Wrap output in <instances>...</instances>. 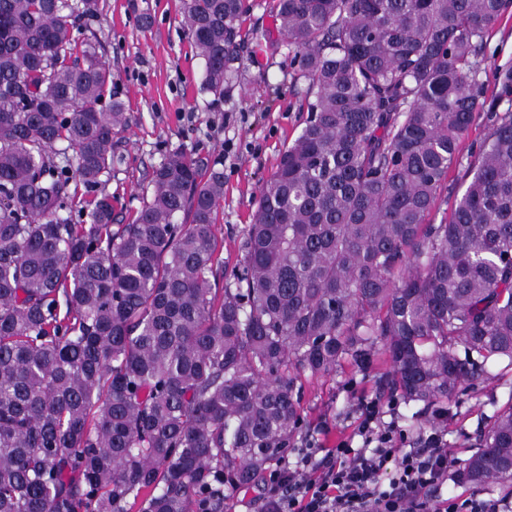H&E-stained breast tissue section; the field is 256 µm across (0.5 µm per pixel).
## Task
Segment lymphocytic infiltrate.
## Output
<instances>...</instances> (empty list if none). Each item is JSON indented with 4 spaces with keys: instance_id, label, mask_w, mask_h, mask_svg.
<instances>
[{
    "instance_id": "obj_1",
    "label": "lymphocytic infiltrate",
    "mask_w": 512,
    "mask_h": 512,
    "mask_svg": "<svg viewBox=\"0 0 512 512\" xmlns=\"http://www.w3.org/2000/svg\"><path fill=\"white\" fill-rule=\"evenodd\" d=\"M384 408L376 398L357 407L361 447L306 441L293 450L296 465L273 464L262 480L259 512H512L505 499L436 497L456 466L442 434L422 433L415 447H398L397 427L384 422Z\"/></svg>"
}]
</instances>
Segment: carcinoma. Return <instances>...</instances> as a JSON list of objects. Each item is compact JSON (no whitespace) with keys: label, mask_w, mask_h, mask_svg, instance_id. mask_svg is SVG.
<instances>
[{"label":"carcinoma","mask_w":512,"mask_h":512,"mask_svg":"<svg viewBox=\"0 0 512 512\" xmlns=\"http://www.w3.org/2000/svg\"><path fill=\"white\" fill-rule=\"evenodd\" d=\"M248 0H180L219 101ZM100 0H0V512H226L307 433L297 382L389 363L406 403L512 365V108L428 221L486 110L512 0H276L308 86L217 287L222 161L182 149L113 227L86 198L129 125L80 25ZM461 462L512 486V405ZM487 59L483 80L488 86L487 95L490 97L494 87L495 74L499 70L512 68V16H506L499 29L488 40Z\"/></svg>","instance_id":"obj_1"}]
</instances>
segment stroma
I'll list each match as a JSON object with an SVG mask.
<instances>
[{
	"label": "stroma",
	"instance_id": "35a3bbf8",
	"mask_svg": "<svg viewBox=\"0 0 512 512\" xmlns=\"http://www.w3.org/2000/svg\"><path fill=\"white\" fill-rule=\"evenodd\" d=\"M276 0H250L242 24L236 65L239 80L221 101L201 92L204 62L181 25L179 0H101V12L89 27L99 53L112 67V89L130 115L128 127L114 137L121 161L112 169L106 190L118 223H127L151 194L150 174L170 150L224 161V201L217 237L219 256L234 266L241 255L263 183L272 175L282 151L302 129L301 105L307 84L288 67L290 50L274 24ZM483 79L494 85L499 70L512 68V16L488 40ZM490 120L480 115L461 142L462 166L441 191L453 197ZM387 367L373 363L366 371L347 368L303 382L304 413L310 435L324 447L351 438L354 409L360 398L383 389ZM512 405V366L499 363L478 392L463 394L446 418L401 403L396 419L410 434L441 430L457 460L472 453L471 439L501 409Z\"/></svg>",
	"mask_w": 512,
	"mask_h": 512
}]
</instances>
